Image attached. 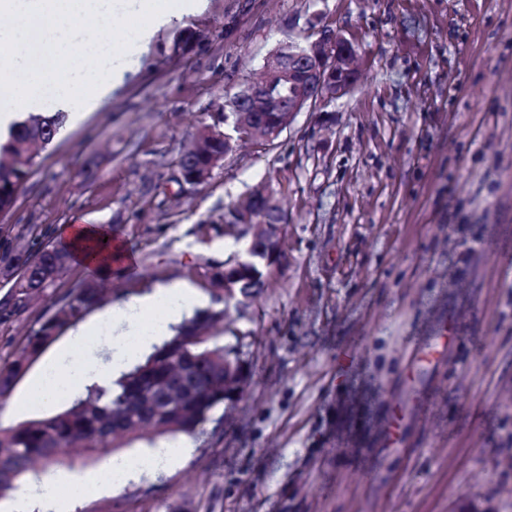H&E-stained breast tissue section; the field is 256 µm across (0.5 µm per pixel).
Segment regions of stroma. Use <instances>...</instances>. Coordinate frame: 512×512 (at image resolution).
<instances>
[{
    "label": "stroma",
    "instance_id": "stroma-1",
    "mask_svg": "<svg viewBox=\"0 0 512 512\" xmlns=\"http://www.w3.org/2000/svg\"><path fill=\"white\" fill-rule=\"evenodd\" d=\"M324 26L358 46L359 85L180 186L175 163L225 88ZM261 186L288 214L287 261L237 322L244 397L182 468L91 493L77 512H512V0H201L112 100L40 150L0 242L102 224L133 259L106 280L113 301L159 281L205 294L204 264L230 255L225 206ZM44 308L0 323V362ZM443 337L436 361L412 364ZM71 341L31 364L0 424L65 406L26 398Z\"/></svg>",
    "mask_w": 512,
    "mask_h": 512
}]
</instances>
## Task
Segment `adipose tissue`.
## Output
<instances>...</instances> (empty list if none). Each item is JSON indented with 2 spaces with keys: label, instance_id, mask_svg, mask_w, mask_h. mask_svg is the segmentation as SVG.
I'll return each mask as SVG.
<instances>
[{
  "label": "adipose tissue",
  "instance_id": "ef3b65f1",
  "mask_svg": "<svg viewBox=\"0 0 512 512\" xmlns=\"http://www.w3.org/2000/svg\"><path fill=\"white\" fill-rule=\"evenodd\" d=\"M197 2L181 0L179 8L166 9L161 0H0V138L9 136L21 113L41 111L50 89L58 90V107L71 125H80L127 80L130 69L114 54L115 44L141 52L160 28L193 12ZM59 233L72 262L102 276L132 261L104 225L66 224ZM200 305L194 288L169 282L113 305L73 331L70 354L46 366L30 391V403H46L91 384L111 387ZM89 336L118 346L109 366L83 355ZM145 466L118 457L94 474L57 469L33 478L34 494L18 493L9 512H73L89 488L109 491L138 480Z\"/></svg>",
  "mask_w": 512,
  "mask_h": 512
}]
</instances>
